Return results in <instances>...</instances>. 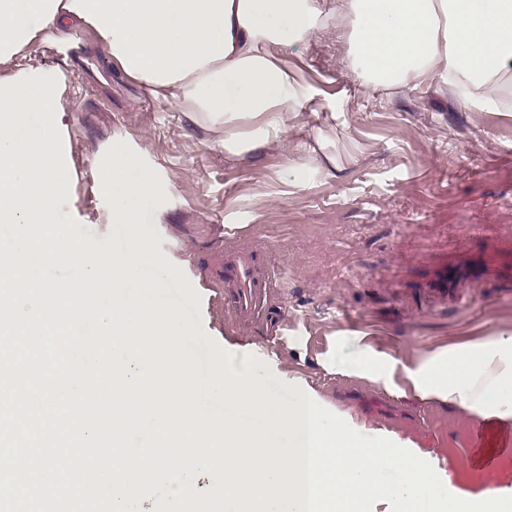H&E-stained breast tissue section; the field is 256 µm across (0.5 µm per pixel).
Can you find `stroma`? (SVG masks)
I'll list each match as a JSON object with an SVG mask.
<instances>
[{
	"mask_svg": "<svg viewBox=\"0 0 512 512\" xmlns=\"http://www.w3.org/2000/svg\"><path fill=\"white\" fill-rule=\"evenodd\" d=\"M350 29L333 16L326 31L289 47V69L310 87L308 109L289 125V150L240 157L127 78L91 30L29 43L16 66L46 71L59 86L56 124L71 178L58 214L96 242L111 236L99 167L112 143H126L162 181L167 200L149 207L147 224L198 292L207 335L398 438L437 474L454 472L455 486H512L509 469L462 470L477 422L459 407L323 365L341 347L366 343L411 365L451 344L512 333V160L501 157L512 151V81L502 105L483 112L445 80L370 91ZM240 248L266 252L271 276L286 281L274 298L278 339L264 324H235L210 288L207 272ZM426 410L434 424L412 426L408 412Z\"/></svg>",
	"mask_w": 512,
	"mask_h": 512,
	"instance_id": "obj_1",
	"label": "stroma"
}]
</instances>
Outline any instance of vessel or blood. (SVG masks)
I'll list each match as a JSON object with an SVG mask.
<instances>
[{"instance_id":"vessel-or-blood-1","label":"vessel or blood","mask_w":512,"mask_h":512,"mask_svg":"<svg viewBox=\"0 0 512 512\" xmlns=\"http://www.w3.org/2000/svg\"><path fill=\"white\" fill-rule=\"evenodd\" d=\"M213 287L223 295L226 308L238 322L249 324L271 319L270 298L274 288L258 251L225 253L223 270ZM511 456L512 451L498 447L497 433L488 426L475 431L467 448V460L478 470L500 466Z\"/></svg>"}]
</instances>
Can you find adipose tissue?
I'll use <instances>...</instances> for the list:
<instances>
[{"label": "adipose tissue", "instance_id": "obj_1", "mask_svg": "<svg viewBox=\"0 0 512 512\" xmlns=\"http://www.w3.org/2000/svg\"><path fill=\"white\" fill-rule=\"evenodd\" d=\"M340 8L369 87L442 78L482 111L495 106L512 72V0H342ZM327 17L322 0H0V65L36 38L65 41L75 19L125 76L217 133L226 153L285 150L290 118L309 98L286 55L325 30ZM325 364L387 387L401 375L421 398L478 420L512 421L511 333L452 345L412 366L366 344Z\"/></svg>", "mask_w": 512, "mask_h": 512}]
</instances>
